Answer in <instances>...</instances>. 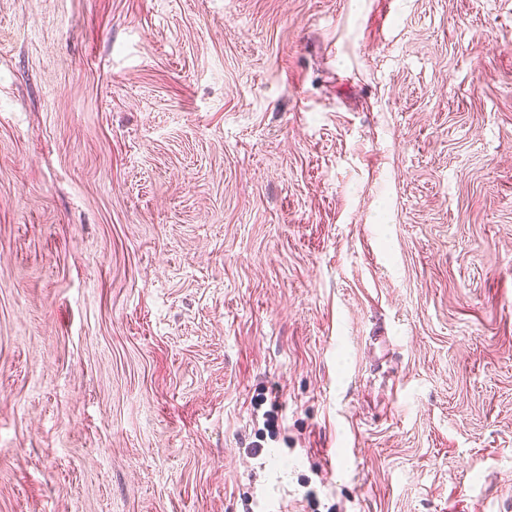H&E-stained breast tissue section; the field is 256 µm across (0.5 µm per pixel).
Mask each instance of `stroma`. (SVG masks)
Instances as JSON below:
<instances>
[{"mask_svg":"<svg viewBox=\"0 0 512 512\" xmlns=\"http://www.w3.org/2000/svg\"><path fill=\"white\" fill-rule=\"evenodd\" d=\"M0 512H512V0H0Z\"/></svg>","mask_w":512,"mask_h":512,"instance_id":"1","label":"stroma"}]
</instances>
